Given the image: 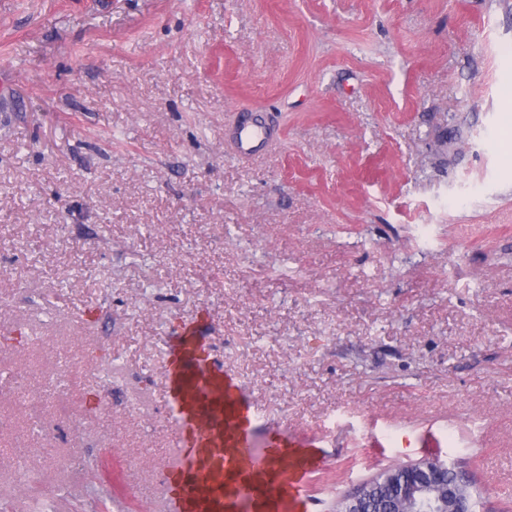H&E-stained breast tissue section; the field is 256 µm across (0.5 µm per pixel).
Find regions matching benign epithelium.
I'll list each match as a JSON object with an SVG mask.
<instances>
[{
    "mask_svg": "<svg viewBox=\"0 0 512 512\" xmlns=\"http://www.w3.org/2000/svg\"><path fill=\"white\" fill-rule=\"evenodd\" d=\"M420 478L414 483L404 481L403 467L399 466L383 477L372 478L341 499L336 512H371L370 505L390 494L395 508L408 512H427L432 507V488H441L444 497L451 499L450 512H472V498L462 492L471 481L461 467H455L457 482L448 485L435 480L436 474L448 468V463L437 460H421L413 464Z\"/></svg>",
    "mask_w": 512,
    "mask_h": 512,
    "instance_id": "benign-epithelium-1",
    "label": "benign epithelium"
}]
</instances>
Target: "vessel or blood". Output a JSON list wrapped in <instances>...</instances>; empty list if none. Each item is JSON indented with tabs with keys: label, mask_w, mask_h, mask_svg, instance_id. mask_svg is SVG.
<instances>
[{
	"label": "vessel or blood",
	"mask_w": 512,
	"mask_h": 512,
	"mask_svg": "<svg viewBox=\"0 0 512 512\" xmlns=\"http://www.w3.org/2000/svg\"><path fill=\"white\" fill-rule=\"evenodd\" d=\"M230 138L240 154L252 155L275 133L263 113L250 112ZM197 331L193 322L184 327L164 373L178 457L165 476L169 512H280L320 467L319 440L274 426L256 437L257 407L233 374L210 362Z\"/></svg>",
	"instance_id": "vessel-or-blood-1"
}]
</instances>
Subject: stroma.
Instances as JSON below:
<instances>
[{
  "label": "stroma",
  "mask_w": 512,
  "mask_h": 512,
  "mask_svg": "<svg viewBox=\"0 0 512 512\" xmlns=\"http://www.w3.org/2000/svg\"><path fill=\"white\" fill-rule=\"evenodd\" d=\"M511 134L501 0H0V512H168L193 321L323 433L299 512L435 457L512 512ZM238 152L253 155L263 149L275 138L274 131L267 125L261 112H248L230 133Z\"/></svg>",
  "instance_id": "1"
}]
</instances>
